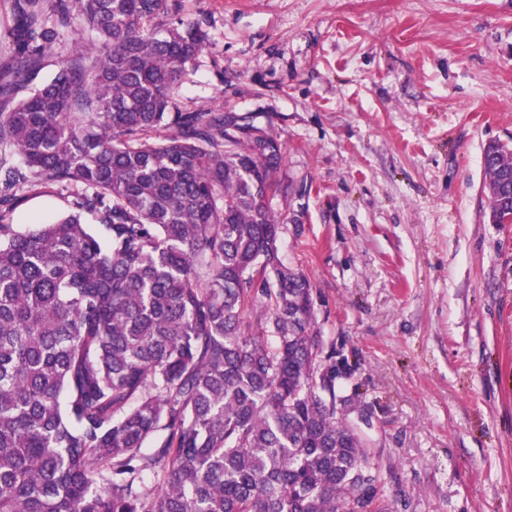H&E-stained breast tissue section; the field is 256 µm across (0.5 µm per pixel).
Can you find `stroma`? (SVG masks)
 <instances>
[{
  "instance_id": "stroma-1",
  "label": "stroma",
  "mask_w": 512,
  "mask_h": 512,
  "mask_svg": "<svg viewBox=\"0 0 512 512\" xmlns=\"http://www.w3.org/2000/svg\"><path fill=\"white\" fill-rule=\"evenodd\" d=\"M209 41L172 109L284 149L285 265L335 344L386 512H512V224L482 156L512 148V0H169ZM70 207L28 193V229ZM302 223H292L293 215Z\"/></svg>"
}]
</instances>
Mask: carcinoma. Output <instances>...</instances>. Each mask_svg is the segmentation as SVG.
I'll list each match as a JSON object with an SVG mask.
<instances>
[{
    "label": "carcinoma",
    "mask_w": 512,
    "mask_h": 512,
    "mask_svg": "<svg viewBox=\"0 0 512 512\" xmlns=\"http://www.w3.org/2000/svg\"><path fill=\"white\" fill-rule=\"evenodd\" d=\"M10 3L0 512H378L336 348L279 256L282 144L235 112L171 111L208 33L162 25L167 0ZM75 27L96 43L17 99ZM483 166L503 224L512 150L488 143ZM51 185L69 212L13 224L17 193Z\"/></svg>",
    "instance_id": "cac0c4a2"
}]
</instances>
